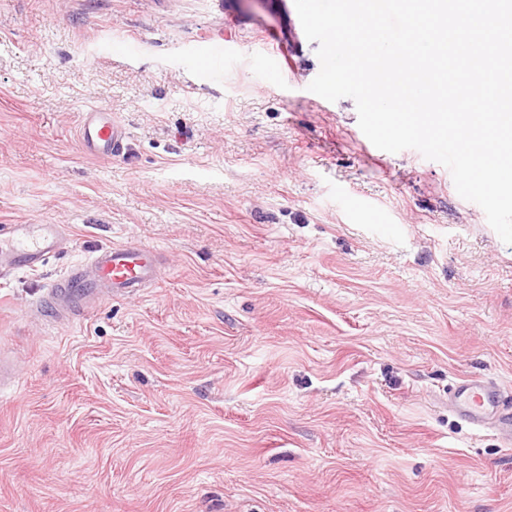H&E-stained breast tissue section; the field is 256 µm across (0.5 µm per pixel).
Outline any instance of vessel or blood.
Instances as JSON below:
<instances>
[{
	"mask_svg": "<svg viewBox=\"0 0 512 512\" xmlns=\"http://www.w3.org/2000/svg\"><path fill=\"white\" fill-rule=\"evenodd\" d=\"M126 133L111 113L90 109L82 114L78 143L84 155L109 158L122 153ZM63 232L57 224H1L0 270L36 271L58 252ZM160 254L142 244L104 246L54 282L43 301L49 319L64 317L73 306L138 294L156 287L160 279ZM459 418L476 428H491L512 443V405L490 382L463 379L448 393Z\"/></svg>",
	"mask_w": 512,
	"mask_h": 512,
	"instance_id": "obj_1",
	"label": "vessel or blood"
}]
</instances>
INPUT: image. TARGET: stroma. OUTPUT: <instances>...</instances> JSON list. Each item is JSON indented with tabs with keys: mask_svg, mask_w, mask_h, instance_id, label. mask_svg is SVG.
I'll use <instances>...</instances> for the list:
<instances>
[{
	"mask_svg": "<svg viewBox=\"0 0 512 512\" xmlns=\"http://www.w3.org/2000/svg\"><path fill=\"white\" fill-rule=\"evenodd\" d=\"M317 48L294 0H0V224L69 239L0 277V512H512V443L448 407L512 394V245L309 91ZM125 242L156 288L37 315ZM126 138L125 130L111 112L89 109L82 112L78 129L80 150L86 156L112 158L122 153Z\"/></svg>",
	"mask_w": 512,
	"mask_h": 512,
	"instance_id": "obj_1",
	"label": "stroma"
}]
</instances>
